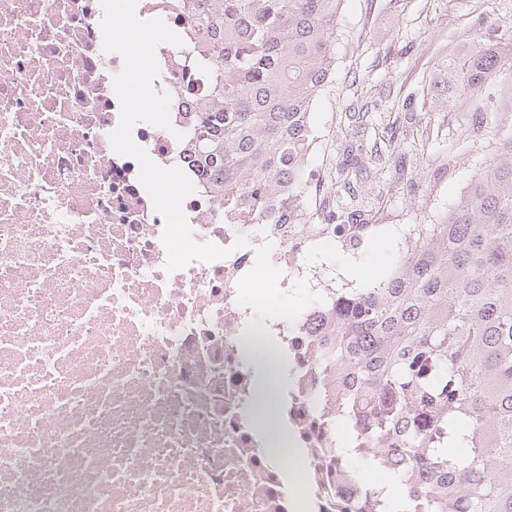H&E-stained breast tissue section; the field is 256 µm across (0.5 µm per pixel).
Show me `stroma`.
Here are the masks:
<instances>
[{"label":"stroma","instance_id":"obj_1","mask_svg":"<svg viewBox=\"0 0 512 512\" xmlns=\"http://www.w3.org/2000/svg\"><path fill=\"white\" fill-rule=\"evenodd\" d=\"M335 69L317 98L305 174L310 224H378L381 235L313 254L337 284L394 264L415 224L443 223L512 135V70L449 103L428 87L477 31L512 36V0H343ZM364 149L349 154L353 142Z\"/></svg>","mask_w":512,"mask_h":512}]
</instances>
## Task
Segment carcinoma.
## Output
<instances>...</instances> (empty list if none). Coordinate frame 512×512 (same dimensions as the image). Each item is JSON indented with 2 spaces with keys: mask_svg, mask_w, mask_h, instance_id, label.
Masks as SVG:
<instances>
[{
  "mask_svg": "<svg viewBox=\"0 0 512 512\" xmlns=\"http://www.w3.org/2000/svg\"><path fill=\"white\" fill-rule=\"evenodd\" d=\"M343 0H171L210 100L182 121L181 153L241 224H298L315 99L335 65ZM512 40L469 36L440 69L447 101L504 68ZM370 224L343 225L345 244ZM323 392L368 468L355 512H512V137L442 224H416L392 270L324 298Z\"/></svg>",
  "mask_w": 512,
  "mask_h": 512,
  "instance_id": "obj_1",
  "label": "carcinoma"
}]
</instances>
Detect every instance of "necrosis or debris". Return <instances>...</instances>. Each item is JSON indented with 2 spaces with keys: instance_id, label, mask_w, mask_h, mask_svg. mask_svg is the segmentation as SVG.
<instances>
[{
  "instance_id": "necrosis-or-debris-1",
  "label": "necrosis or debris",
  "mask_w": 512,
  "mask_h": 512,
  "mask_svg": "<svg viewBox=\"0 0 512 512\" xmlns=\"http://www.w3.org/2000/svg\"><path fill=\"white\" fill-rule=\"evenodd\" d=\"M102 16L100 0H0V512H354L326 454L352 437L319 404L333 280L303 226L233 223L199 190L196 241L231 253L166 271L163 219L111 146L123 60ZM186 52L156 50L174 112L209 97L212 66ZM132 135L160 166L180 153L167 129ZM263 269L276 287L247 292ZM248 341L276 360L300 478L253 426Z\"/></svg>"
}]
</instances>
